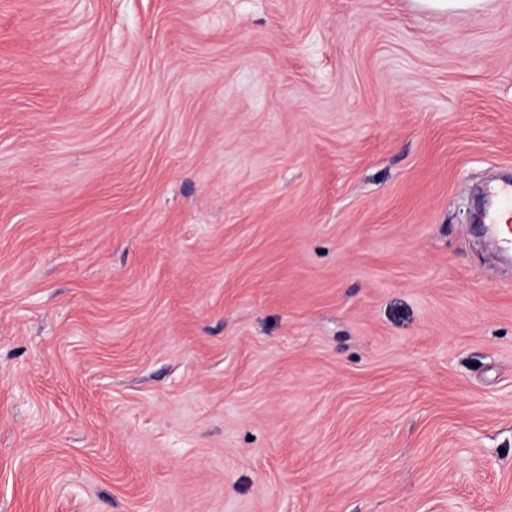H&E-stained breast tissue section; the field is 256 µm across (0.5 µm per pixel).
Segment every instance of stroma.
Segmentation results:
<instances>
[{
  "mask_svg": "<svg viewBox=\"0 0 512 512\" xmlns=\"http://www.w3.org/2000/svg\"><path fill=\"white\" fill-rule=\"evenodd\" d=\"M512 0H0V512H512ZM485 1L486 0H413V3L421 10L476 13L483 10Z\"/></svg>",
  "mask_w": 512,
  "mask_h": 512,
  "instance_id": "stroma-1",
  "label": "stroma"
}]
</instances>
